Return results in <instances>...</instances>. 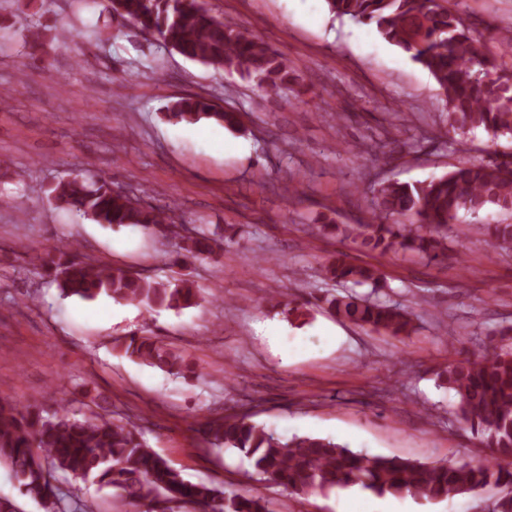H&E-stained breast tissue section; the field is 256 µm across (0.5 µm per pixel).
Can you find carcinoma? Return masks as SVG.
I'll return each instance as SVG.
<instances>
[{
    "mask_svg": "<svg viewBox=\"0 0 512 512\" xmlns=\"http://www.w3.org/2000/svg\"><path fill=\"white\" fill-rule=\"evenodd\" d=\"M329 11L375 26L389 44L411 54L439 86L452 131L483 129L512 136V67L497 64L485 51V40L457 10L441 0H326ZM123 17L141 30H151L182 57L216 68H235L266 92L288 88V61L261 37L215 18L191 0H118ZM479 66L486 71L474 72ZM175 122L211 119L239 131L233 112L219 111L201 96L182 97L168 106ZM51 198L60 208L74 209L98 224L161 227L165 218L151 207L112 189L105 179L88 183L73 178L58 183ZM490 207L512 209V159L498 155L471 163L429 182L382 183L366 224H322L325 235L349 240L381 256L411 251L431 260L445 249L448 225L462 212ZM476 233L493 249L512 248V224H481ZM77 249L52 248L42 265L57 272L58 287L69 297L95 300L102 295L138 305L147 312L186 308L196 296L185 281L175 288L150 275L130 274L102 263L70 260ZM183 260L215 254L203 233L188 238ZM325 280L344 293L325 297L336 316L368 331L408 338L417 331L413 312L372 297L382 288L373 265L350 262L338 251L320 268ZM369 284L372 293L350 291ZM131 359L181 375L185 360L175 347L144 331L121 344ZM443 384L456 398V416L491 450L486 459L423 463L397 456L354 451L329 438L294 436L288 440L254 422L247 414H231L205 424L214 447L246 457L259 480L284 486L303 497L336 488L359 486L377 495L444 500L476 495L487 486L508 492L487 512H512V347L494 342L474 358H462L442 372ZM0 463L13 473L20 493L42 504L45 512H66L53 485L52 472L90 479L110 488L113 498L141 512H160L163 504L180 503L210 512H277L272 501L251 493L225 495L205 483L183 478L164 458L146 448L133 422L118 424L92 414L82 419L57 411L20 410L0 402Z\"/></svg>",
    "mask_w": 512,
    "mask_h": 512,
    "instance_id": "obj_1",
    "label": "carcinoma"
}]
</instances>
